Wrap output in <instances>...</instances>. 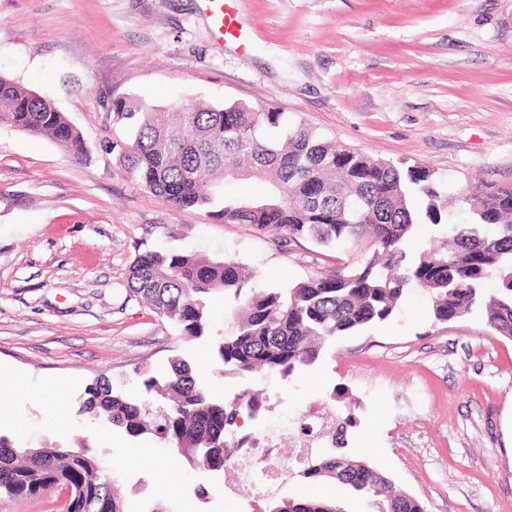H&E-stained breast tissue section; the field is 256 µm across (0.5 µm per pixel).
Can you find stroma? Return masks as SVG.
Returning a JSON list of instances; mask_svg holds the SVG:
<instances>
[{
	"label": "stroma",
	"mask_w": 512,
	"mask_h": 512,
	"mask_svg": "<svg viewBox=\"0 0 512 512\" xmlns=\"http://www.w3.org/2000/svg\"><path fill=\"white\" fill-rule=\"evenodd\" d=\"M246 51L224 43L199 0H0V76L52 100L81 132L86 161L0 125V434L88 446L127 512H264L245 486L171 448L76 418L99 377L137 391L141 373L191 361L226 398L261 393L241 430L282 426L306 405L352 417L349 455L426 512H512V339L480 313L435 322L409 292L389 321L337 338L288 378L228 374L211 337L190 340L134 297L128 269L148 249L233 259L261 287L336 267L339 253L176 210L126 173L109 105L133 93L270 104L337 145L433 170L456 200L512 184V0H237Z\"/></svg>",
	"instance_id": "35a3bbf8"
}]
</instances>
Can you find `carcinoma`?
Instances as JSON below:
<instances>
[{"label": "carcinoma", "instance_id": "1", "mask_svg": "<svg viewBox=\"0 0 512 512\" xmlns=\"http://www.w3.org/2000/svg\"><path fill=\"white\" fill-rule=\"evenodd\" d=\"M169 114L136 95L112 102V125L129 132L119 163L149 193L176 210L208 208L226 224H250L286 242L360 254L283 288L248 284L232 259L147 251L129 274L133 294L172 320L181 334L211 335L214 293L233 303V331L216 341L224 368L290 377L317 362L326 342L390 320L413 289L427 292L437 322L484 312L489 327L512 338V185L468 188L459 196L470 222L448 214V189L425 167L342 150L315 129L270 106L233 101L180 103ZM0 124L46 135L74 159L89 158L82 134L54 104L0 76ZM267 181L257 198L229 195L224 185ZM420 224L438 227V245L415 256L408 239ZM494 282L495 287L487 284ZM149 400L114 390L102 377L85 387L75 413L105 418L129 437L148 436L181 448L190 466L233 468L237 418L264 410L259 396L228 402L195 377L181 358L160 376L144 375ZM43 442L18 446L0 435V493L34 497L54 482L73 488L71 512H125L102 458ZM309 486H343L373 500L378 512H425L416 497L396 489L367 462L328 448L292 474ZM266 512H344L341 500L270 497Z\"/></svg>", "mask_w": 512, "mask_h": 512}]
</instances>
